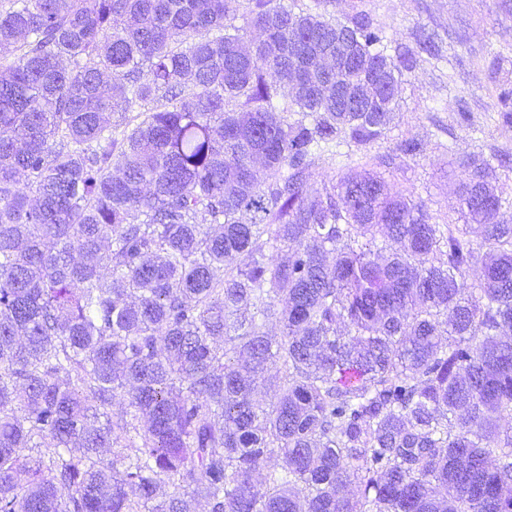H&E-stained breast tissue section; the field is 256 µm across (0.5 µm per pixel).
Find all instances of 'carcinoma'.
<instances>
[{
  "label": "carcinoma",
  "instance_id": "1",
  "mask_svg": "<svg viewBox=\"0 0 512 512\" xmlns=\"http://www.w3.org/2000/svg\"><path fill=\"white\" fill-rule=\"evenodd\" d=\"M248 2L249 49L228 0L0 4V512H512L495 167L462 224L373 170L309 193L409 60L366 13ZM338 34L379 101L294 95L293 45Z\"/></svg>",
  "mask_w": 512,
  "mask_h": 512
}]
</instances>
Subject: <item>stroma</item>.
<instances>
[{
    "instance_id": "1",
    "label": "stroma",
    "mask_w": 512,
    "mask_h": 512,
    "mask_svg": "<svg viewBox=\"0 0 512 512\" xmlns=\"http://www.w3.org/2000/svg\"><path fill=\"white\" fill-rule=\"evenodd\" d=\"M326 16L347 21L365 12L383 29L389 55L410 61L400 85L397 116L387 135L349 155L322 154L308 178L309 191L322 189L348 169H371L379 156L394 154L404 138L422 150L385 171L396 189L413 191L432 222L457 219L456 190L473 155L512 156V128L498 119V62L512 58V0H321ZM433 37L441 52L418 48Z\"/></svg>"
}]
</instances>
